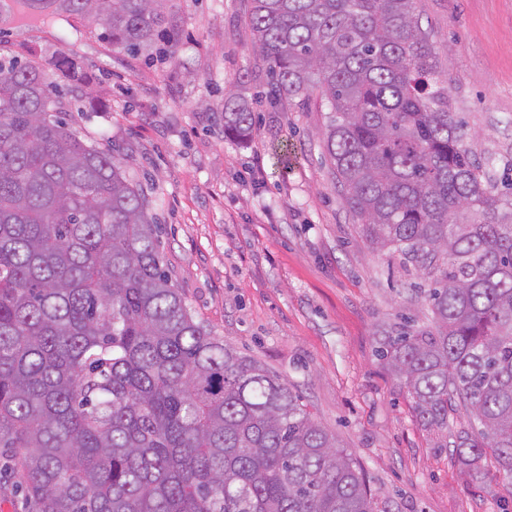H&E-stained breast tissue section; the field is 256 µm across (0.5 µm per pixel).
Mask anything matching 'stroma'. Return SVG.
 <instances>
[{
	"mask_svg": "<svg viewBox=\"0 0 512 512\" xmlns=\"http://www.w3.org/2000/svg\"><path fill=\"white\" fill-rule=\"evenodd\" d=\"M468 146L512 158V0H418ZM174 57L111 46L88 22L18 30L0 55H37L65 90L61 116L110 150L150 201L161 249L191 313L278 375L336 437L375 512H502L491 464L456 455L463 412L424 425L381 364L377 341L432 325L425 284L398 254L369 247L331 177L319 97L273 103L248 23L250 0H169ZM73 57L78 75L56 68ZM254 101L249 139L224 132V94ZM287 146L288 164L275 155Z\"/></svg>",
	"mask_w": 512,
	"mask_h": 512,
	"instance_id": "35a3bbf8",
	"label": "stroma"
}]
</instances>
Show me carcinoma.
Instances as JSON below:
<instances>
[{"instance_id": "cac0c4a2", "label": "carcinoma", "mask_w": 512, "mask_h": 512, "mask_svg": "<svg viewBox=\"0 0 512 512\" xmlns=\"http://www.w3.org/2000/svg\"><path fill=\"white\" fill-rule=\"evenodd\" d=\"M22 26L84 18L112 47L166 31V0H14ZM417 0H251L279 99L319 92L323 148L360 234L419 266L434 327L379 340L419 420L470 427L512 497V179L464 143ZM35 60L0 59V448L31 512H374L288 384L195 321L120 163L53 118ZM251 103L224 99L245 137Z\"/></svg>"}]
</instances>
